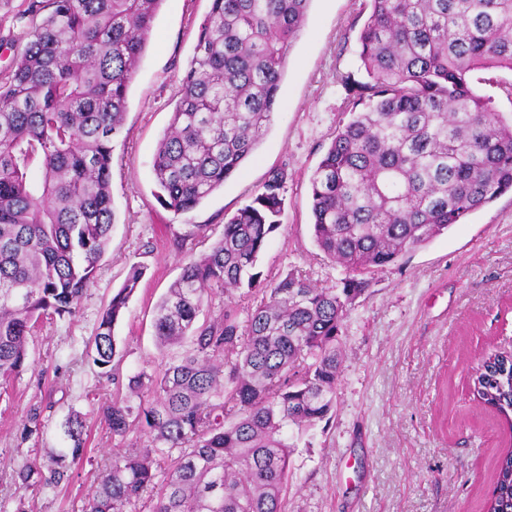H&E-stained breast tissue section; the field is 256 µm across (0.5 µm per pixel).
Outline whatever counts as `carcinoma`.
I'll list each match as a JSON object with an SVG mask.
<instances>
[{"label":"carcinoma","instance_id":"1","mask_svg":"<svg viewBox=\"0 0 512 512\" xmlns=\"http://www.w3.org/2000/svg\"><path fill=\"white\" fill-rule=\"evenodd\" d=\"M164 0H28L30 40L0 71V389L24 369L43 318L72 317L110 238L114 140ZM311 0H211L181 93L158 143L154 196L176 212L224 186L267 133L287 51ZM358 31L365 82H347L351 119L310 182L312 229L343 267L336 287L288 274L266 281L259 257L281 226L285 175L275 171L189 260L158 305L160 346L187 343L159 373L131 376L130 395L99 407L114 436L141 426L98 476L83 512H285L288 432L336 411L338 344L368 276L512 192V113L472 86L512 71V0H369ZM143 277L130 267L101 313L93 364L113 367L114 329ZM260 293L246 309L241 288ZM224 317L196 325L205 296ZM245 320H240L242 311ZM474 399L512 427V350L471 375ZM66 456L86 451L85 422H67ZM34 466L17 483L58 484ZM484 512H512V448L501 449Z\"/></svg>","mask_w":512,"mask_h":512}]
</instances>
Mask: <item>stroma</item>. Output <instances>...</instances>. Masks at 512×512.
I'll use <instances>...</instances> for the list:
<instances>
[{"label": "stroma", "instance_id": "obj_1", "mask_svg": "<svg viewBox=\"0 0 512 512\" xmlns=\"http://www.w3.org/2000/svg\"><path fill=\"white\" fill-rule=\"evenodd\" d=\"M210 0H164L130 86L125 129L112 158L117 215L94 284L74 318L39 325L27 366L0 395V504L13 507V476L26 464L62 469L58 486L24 489L29 512H81L99 473L129 448L149 445L135 429L112 435L96 416L127 395L130 376L180 355L160 349L156 306L183 264L222 236L224 219L273 170L287 174L282 226L260 256L263 278L289 273L331 287L343 270L324 259L312 233L309 176L349 118L345 77L363 80L357 32L367 0H311L292 42L279 105L241 170L198 207L163 208L153 196L152 159L169 123L179 80L193 56ZM207 238L194 236L196 225ZM145 275L115 326L122 360L102 377L85 350L103 307L132 264ZM336 413L295 437L286 512H483L501 448L512 432L478 405L469 380L493 347L512 348V194L376 272L342 329ZM86 422V456L60 462L65 423Z\"/></svg>", "mask_w": 512, "mask_h": 512}]
</instances>
